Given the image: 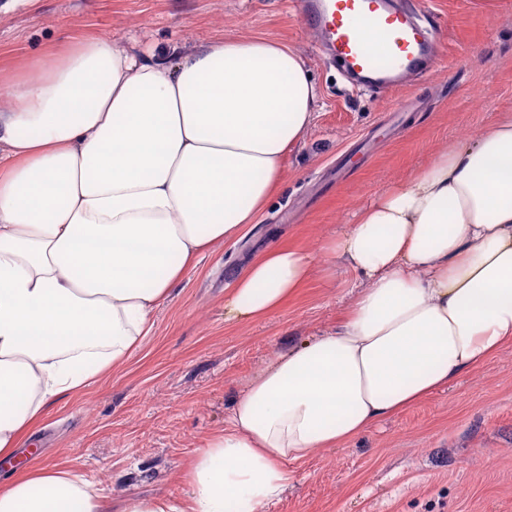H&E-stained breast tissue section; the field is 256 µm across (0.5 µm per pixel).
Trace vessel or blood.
Returning <instances> with one entry per match:
<instances>
[{"label":"vessel or blood","instance_id":"b4317fda","mask_svg":"<svg viewBox=\"0 0 512 512\" xmlns=\"http://www.w3.org/2000/svg\"><path fill=\"white\" fill-rule=\"evenodd\" d=\"M299 17L353 85L392 90L438 60L413 0H297Z\"/></svg>","mask_w":512,"mask_h":512}]
</instances>
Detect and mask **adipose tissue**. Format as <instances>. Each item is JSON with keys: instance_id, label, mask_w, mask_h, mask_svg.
<instances>
[{"instance_id": "1", "label": "adipose tissue", "mask_w": 512, "mask_h": 512, "mask_svg": "<svg viewBox=\"0 0 512 512\" xmlns=\"http://www.w3.org/2000/svg\"><path fill=\"white\" fill-rule=\"evenodd\" d=\"M318 89L265 38L201 46L175 67L88 37L26 62L0 110V457L54 399L148 336L173 285L255 223ZM357 273L335 328L258 370L179 497L121 512H266L287 463L335 448L512 346V113L449 143L330 238ZM280 245L237 278L231 317L259 321L309 280ZM0 512H112L73 470L17 474Z\"/></svg>"}]
</instances>
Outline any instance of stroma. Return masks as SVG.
<instances>
[{"label":"stroma","mask_w":512,"mask_h":512,"mask_svg":"<svg viewBox=\"0 0 512 512\" xmlns=\"http://www.w3.org/2000/svg\"><path fill=\"white\" fill-rule=\"evenodd\" d=\"M439 60L393 92L354 87L326 62L292 0H0V74L74 39L105 36L166 65L202 41L265 37L306 62L319 96L303 142L256 223L214 245L170 291L122 366L53 400L21 456L63 465L113 500L180 495L207 438L265 364L333 327L355 272L309 282L259 322L228 318L238 274L289 244L319 254L355 209L449 142L512 113V0H423ZM267 512H512V346L447 390L338 448L289 464Z\"/></svg>","instance_id":"1"}]
</instances>
